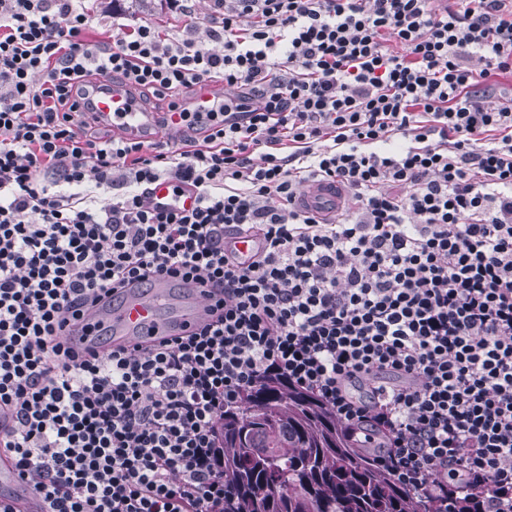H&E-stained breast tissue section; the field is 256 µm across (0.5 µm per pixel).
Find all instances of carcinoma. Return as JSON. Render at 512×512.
<instances>
[{"mask_svg": "<svg viewBox=\"0 0 512 512\" xmlns=\"http://www.w3.org/2000/svg\"><path fill=\"white\" fill-rule=\"evenodd\" d=\"M224 512H468L373 467L331 409L277 378L224 411Z\"/></svg>", "mask_w": 512, "mask_h": 512, "instance_id": "carcinoma-1", "label": "carcinoma"}]
</instances>
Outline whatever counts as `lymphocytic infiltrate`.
<instances>
[{
  "label": "lymphocytic infiltrate",
  "instance_id": "lymphocytic-infiltrate-1",
  "mask_svg": "<svg viewBox=\"0 0 512 512\" xmlns=\"http://www.w3.org/2000/svg\"><path fill=\"white\" fill-rule=\"evenodd\" d=\"M170 4L179 29L102 44L83 0H0V464L48 512H224V411L276 377L401 485L512 512V104H488L512 0ZM100 78L188 127L184 94L232 93L146 145L81 111ZM163 176L191 211L152 204ZM322 180L344 220L297 206ZM157 274L219 293L212 320L101 357L61 338Z\"/></svg>",
  "mask_w": 512,
  "mask_h": 512
}]
</instances>
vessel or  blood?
<instances>
[{
  "mask_svg": "<svg viewBox=\"0 0 512 512\" xmlns=\"http://www.w3.org/2000/svg\"><path fill=\"white\" fill-rule=\"evenodd\" d=\"M92 99L95 111L109 119L116 136L150 144L164 136H181L185 131L178 115L145 111L128 86L103 82ZM171 187L166 178L154 182L150 187L153 204H176L187 210L194 206V193L187 191L176 198ZM299 203L329 222L344 207L342 195L327 181L306 188ZM210 304L195 284L161 275L149 287L128 283L118 299L104 300L97 309L84 312L79 321L67 322L62 334L79 347L103 355L119 345H144L183 335L201 323Z\"/></svg>",
  "mask_w": 512,
  "mask_h": 512,
  "instance_id": "obj_1",
  "label": "vessel or blood"
}]
</instances>
